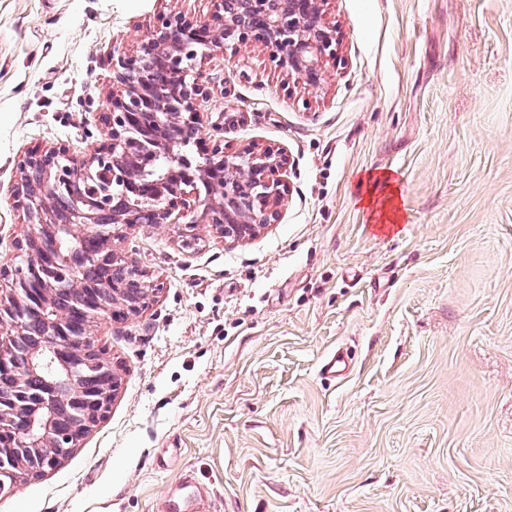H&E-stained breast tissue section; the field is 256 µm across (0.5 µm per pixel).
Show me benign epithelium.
Here are the masks:
<instances>
[{"instance_id":"1","label":"benign epithelium","mask_w":512,"mask_h":512,"mask_svg":"<svg viewBox=\"0 0 512 512\" xmlns=\"http://www.w3.org/2000/svg\"><path fill=\"white\" fill-rule=\"evenodd\" d=\"M323 0H214L212 22L197 24L182 17L165 18L140 44L138 53L112 62L113 83L120 99L104 113L107 138L81 161L65 147H51L26 154L18 161L19 182L16 202L27 223L40 233L27 238L29 252L37 264L58 260L55 240L60 235L75 238L79 245L65 257L71 272L68 286L85 296L79 273L91 258L86 246V229L98 225L102 258L115 256L109 224H165L170 217L167 205L182 198L183 184L202 185V216L208 223L250 224L253 228L277 218L282 201L280 175L286 159L272 150L224 154L216 148L202 161L174 152V146L195 138L199 131L201 102L207 91L193 77L199 51L237 47L253 39L276 54L281 67L306 86L315 89L325 79L323 60L332 54L335 31L322 21ZM170 157L166 172L147 178L146 158L159 154ZM108 160L126 169L123 190L113 195L110 205L85 195L84 183L98 173V165ZM154 190L156 206L140 211L134 206L142 183ZM61 288L50 283L22 278L13 281L11 297L0 296V356L10 351L23 332L22 315L10 313L33 298L41 310L51 315L50 337L63 328L66 311L53 305ZM106 380L101 402L112 395V364L99 362ZM21 448L52 447L48 424L31 420L17 431ZM15 463L0 456V492L9 494L19 480Z\"/></svg>"}]
</instances>
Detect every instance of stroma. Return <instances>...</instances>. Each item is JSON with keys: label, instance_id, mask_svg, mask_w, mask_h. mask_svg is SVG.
Wrapping results in <instances>:
<instances>
[{"label": "stroma", "instance_id": "obj_1", "mask_svg": "<svg viewBox=\"0 0 512 512\" xmlns=\"http://www.w3.org/2000/svg\"><path fill=\"white\" fill-rule=\"evenodd\" d=\"M211 0H0V268L31 226L20 156L106 138L112 60ZM312 89L258 42L214 49L203 148L281 151L277 222L232 241L181 209L114 247L154 290L90 333L120 385L73 455L0 512H512V0H325ZM391 173L379 233L354 186ZM344 349L341 380L320 365Z\"/></svg>", "mask_w": 512, "mask_h": 512}]
</instances>
